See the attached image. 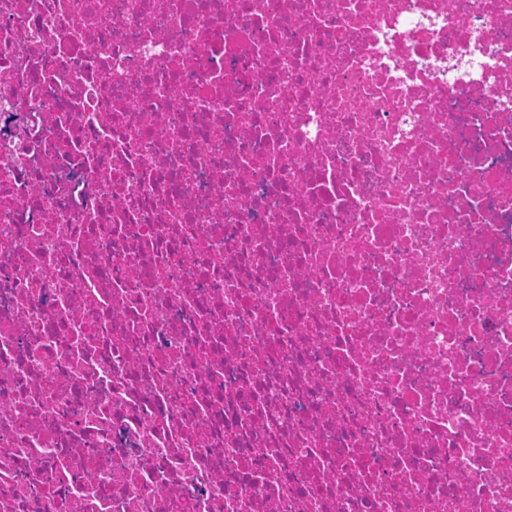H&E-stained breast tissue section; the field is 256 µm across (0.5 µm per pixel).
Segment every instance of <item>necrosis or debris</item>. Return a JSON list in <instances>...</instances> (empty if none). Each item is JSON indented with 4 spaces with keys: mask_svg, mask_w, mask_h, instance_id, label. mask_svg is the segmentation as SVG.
<instances>
[{
    "mask_svg": "<svg viewBox=\"0 0 512 512\" xmlns=\"http://www.w3.org/2000/svg\"><path fill=\"white\" fill-rule=\"evenodd\" d=\"M0 512H512V0H0Z\"/></svg>",
    "mask_w": 512,
    "mask_h": 512,
    "instance_id": "necrosis-or-debris-1",
    "label": "necrosis or debris"
}]
</instances>
